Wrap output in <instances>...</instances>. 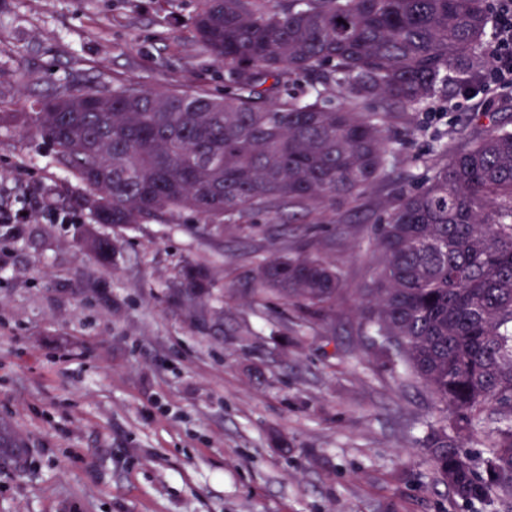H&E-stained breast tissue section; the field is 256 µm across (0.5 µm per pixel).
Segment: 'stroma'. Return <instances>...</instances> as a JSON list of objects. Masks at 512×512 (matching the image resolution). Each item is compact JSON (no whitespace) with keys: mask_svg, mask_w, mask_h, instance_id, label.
I'll return each mask as SVG.
<instances>
[{"mask_svg":"<svg viewBox=\"0 0 512 512\" xmlns=\"http://www.w3.org/2000/svg\"><path fill=\"white\" fill-rule=\"evenodd\" d=\"M194 0H0V205L33 220L0 240V419L29 449L0 469V512H484L463 505L424 448L435 405L388 364L360 307L376 276L386 206L469 136L512 122L451 70L439 97L394 113L395 158L324 213L249 210L237 230L198 232L190 213L115 228L15 115L48 96L136 82L218 95L224 70L196 42ZM110 238L102 263L79 225ZM318 254L341 278L321 318L252 299L259 263ZM217 299L175 301L186 263Z\"/></svg>","mask_w":512,"mask_h":512,"instance_id":"35a3bbf8","label":"stroma"}]
</instances>
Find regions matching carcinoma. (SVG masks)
Wrapping results in <instances>:
<instances>
[{
    "label": "carcinoma",
    "instance_id": "carcinoma-1",
    "mask_svg": "<svg viewBox=\"0 0 512 512\" xmlns=\"http://www.w3.org/2000/svg\"><path fill=\"white\" fill-rule=\"evenodd\" d=\"M486 0H196L190 25L224 67V95L137 83L62 93L13 118L34 128L83 188L76 206L114 227L199 216L221 236L248 209L334 208L394 156L390 118L431 101L468 56L485 64ZM319 72L304 101L271 92ZM346 103L325 104L332 86ZM79 241L103 260L112 243ZM366 319L381 349L427 388L440 417L426 448L457 498L492 507L512 493V129L472 135L376 230ZM194 303L213 298L187 264ZM341 281L319 255L271 256L256 295L327 315ZM471 434L488 456L465 451Z\"/></svg>",
    "mask_w": 512,
    "mask_h": 512
}]
</instances>
